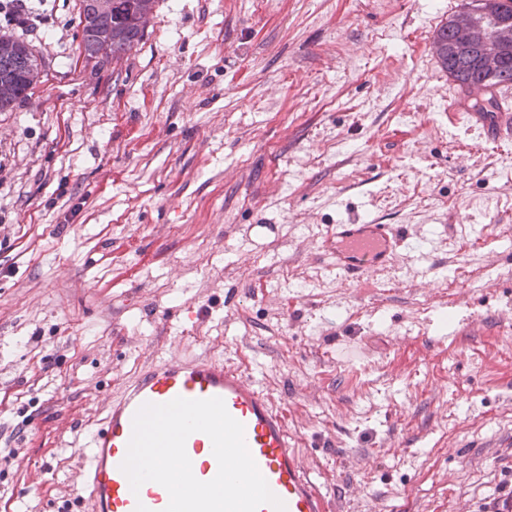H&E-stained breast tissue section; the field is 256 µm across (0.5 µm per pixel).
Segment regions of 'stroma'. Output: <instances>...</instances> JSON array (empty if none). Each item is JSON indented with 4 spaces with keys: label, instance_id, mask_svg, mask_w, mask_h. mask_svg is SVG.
<instances>
[{
    "label": "stroma",
    "instance_id": "obj_1",
    "mask_svg": "<svg viewBox=\"0 0 512 512\" xmlns=\"http://www.w3.org/2000/svg\"><path fill=\"white\" fill-rule=\"evenodd\" d=\"M464 2L156 0L104 63L79 0L0 26L39 61L0 112V512H90L107 406L206 354L285 413L334 512L512 484V142L456 122L431 53ZM352 216L406 232L356 284L318 248Z\"/></svg>",
    "mask_w": 512,
    "mask_h": 512
}]
</instances>
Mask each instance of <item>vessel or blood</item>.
I'll return each instance as SVG.
<instances>
[{
	"label": "vessel or blood",
	"instance_id": "b4317fda",
	"mask_svg": "<svg viewBox=\"0 0 512 512\" xmlns=\"http://www.w3.org/2000/svg\"><path fill=\"white\" fill-rule=\"evenodd\" d=\"M501 91L504 98L498 111H471L455 90L448 95V109L457 121L480 126L491 141L511 139L512 85L502 84ZM397 242L387 224H335L320 247L330 256L336 278L354 281L367 272L393 267ZM178 397L223 400L228 413L243 424L249 452L271 491L283 501L285 512H332L331 501L302 466L282 412L255 381L214 357L160 359L112 401L84 450L92 512H164L167 490L147 482L132 491L121 464L137 410L146 403L163 404ZM185 450L198 480L216 476L218 462L205 433H192Z\"/></svg>",
	"mask_w": 512,
	"mask_h": 512
}]
</instances>
